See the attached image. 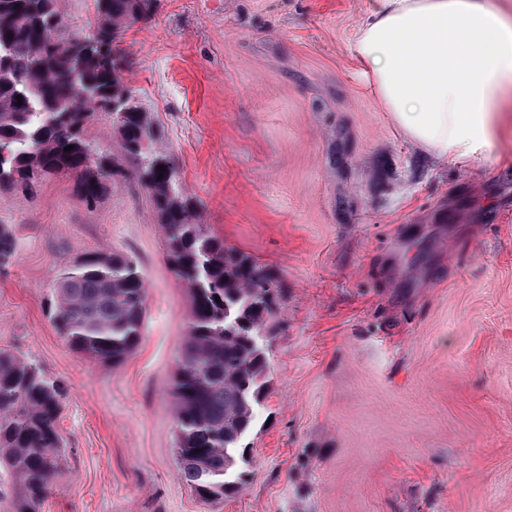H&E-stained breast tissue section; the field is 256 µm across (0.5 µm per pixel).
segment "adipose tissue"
Instances as JSON below:
<instances>
[{
  "instance_id": "1",
  "label": "adipose tissue",
  "mask_w": 512,
  "mask_h": 512,
  "mask_svg": "<svg viewBox=\"0 0 512 512\" xmlns=\"http://www.w3.org/2000/svg\"><path fill=\"white\" fill-rule=\"evenodd\" d=\"M352 51L412 142L453 163L486 155L512 100V18L490 0H372Z\"/></svg>"
}]
</instances>
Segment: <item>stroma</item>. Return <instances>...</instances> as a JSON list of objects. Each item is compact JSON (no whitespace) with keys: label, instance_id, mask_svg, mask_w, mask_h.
I'll return each mask as SVG.
<instances>
[{"label":"stroma","instance_id":"obj_1","mask_svg":"<svg viewBox=\"0 0 512 512\" xmlns=\"http://www.w3.org/2000/svg\"><path fill=\"white\" fill-rule=\"evenodd\" d=\"M369 0H155L124 82L198 221L270 268L269 391L240 491L181 479L171 385L190 297L146 190L0 191V350L65 388L40 512H512V111L464 165L424 153L357 74ZM119 250L147 285L121 364L69 349L52 284Z\"/></svg>","mask_w":512,"mask_h":512}]
</instances>
